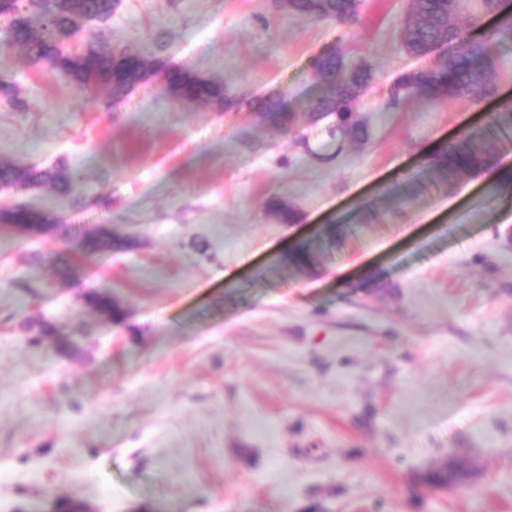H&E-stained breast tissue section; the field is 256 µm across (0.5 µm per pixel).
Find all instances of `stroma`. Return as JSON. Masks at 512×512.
<instances>
[{"label": "stroma", "instance_id": "stroma-1", "mask_svg": "<svg viewBox=\"0 0 512 512\" xmlns=\"http://www.w3.org/2000/svg\"><path fill=\"white\" fill-rule=\"evenodd\" d=\"M408 0H362L352 25L273 0H120L87 22L104 38L224 83L236 107L181 102L160 79L120 99L30 63L0 21V160L65 167L0 188L136 241L96 259H50L60 235L0 229V512H512V192L488 175L455 190L430 163L512 103V46L494 48L493 97L385 111L415 67L397 30ZM349 43L373 71L357 104L370 142L318 157L248 101L318 92L313 63ZM300 214L282 224L270 204ZM314 262H288L298 245ZM110 295L123 323L88 294ZM57 322L75 347L33 344ZM466 459L456 488L425 479Z\"/></svg>", "mask_w": 512, "mask_h": 512}]
</instances>
